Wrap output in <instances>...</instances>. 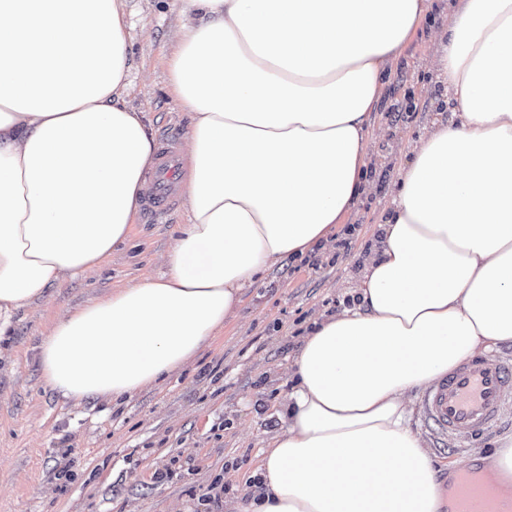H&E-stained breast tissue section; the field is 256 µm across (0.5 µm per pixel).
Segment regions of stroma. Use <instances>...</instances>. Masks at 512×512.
I'll return each mask as SVG.
<instances>
[{"label": "stroma", "instance_id": "obj_1", "mask_svg": "<svg viewBox=\"0 0 512 512\" xmlns=\"http://www.w3.org/2000/svg\"><path fill=\"white\" fill-rule=\"evenodd\" d=\"M132 62L126 100L151 133L189 116L170 85L167 61L182 22L181 0H126ZM432 44L418 33L397 60L372 114L388 134L370 144L369 194L346 216L357 232L348 253L316 252L315 264L286 258L246 289L237 318L195 361L133 399L73 406L41 378V338L66 310L163 273L186 208L151 224L136 216L127 242L103 266L49 288V298L20 310L0 353V512H224L241 494L263 447L283 419L288 367L305 326L344 308L353 276L378 234L400 165L402 141L417 138L446 111L426 61ZM410 96L416 115L393 120L392 104Z\"/></svg>", "mask_w": 512, "mask_h": 512}]
</instances>
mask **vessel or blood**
<instances>
[{"label": "vessel or blood", "instance_id": "1", "mask_svg": "<svg viewBox=\"0 0 512 512\" xmlns=\"http://www.w3.org/2000/svg\"><path fill=\"white\" fill-rule=\"evenodd\" d=\"M181 136L170 127L156 140L141 197L144 217L161 222L181 204L184 169ZM512 406V368L494 353L471 356L426 388L419 416L434 439L467 448L502 427L505 407Z\"/></svg>", "mask_w": 512, "mask_h": 512}]
</instances>
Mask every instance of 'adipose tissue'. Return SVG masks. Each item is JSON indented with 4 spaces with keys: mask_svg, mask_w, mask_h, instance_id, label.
<instances>
[{
    "mask_svg": "<svg viewBox=\"0 0 512 512\" xmlns=\"http://www.w3.org/2000/svg\"><path fill=\"white\" fill-rule=\"evenodd\" d=\"M430 0H183L168 63L190 116L188 222L160 276L64 312L44 383L74 405L187 367L245 288L331 244L366 192L371 114ZM124 0H0V339L125 242L153 153L126 101ZM427 67L453 118L410 141L356 286L315 319L255 483L225 512H445L408 396L512 344V0H450ZM512 481V433L470 465Z\"/></svg>",
    "mask_w": 512,
    "mask_h": 512,
    "instance_id": "1",
    "label": "adipose tissue"
}]
</instances>
